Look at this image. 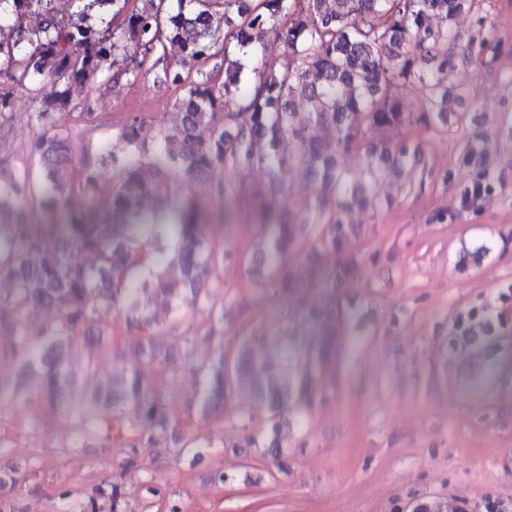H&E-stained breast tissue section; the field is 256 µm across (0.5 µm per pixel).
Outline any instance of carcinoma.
<instances>
[{"instance_id": "obj_1", "label": "carcinoma", "mask_w": 512, "mask_h": 512, "mask_svg": "<svg viewBox=\"0 0 512 512\" xmlns=\"http://www.w3.org/2000/svg\"><path fill=\"white\" fill-rule=\"evenodd\" d=\"M178 8H172V2ZM470 0H0V74L34 94L36 112H15L0 95V145L34 126L25 161L0 155V355L36 378L44 401L55 404L71 383L65 347L78 339L95 344L83 375L95 384V359H114L134 343L140 364L124 366L112 385L131 406L132 420L92 408L73 427L129 448H154L167 432L162 387L144 367L168 363L172 351L199 339L196 312L208 309L204 338L214 351L188 369L202 378L205 408L247 391L241 407L252 417L261 400L273 423L248 444L281 447L275 420L298 397L308 404L335 387L331 367L336 345L335 311L322 304L303 308L300 328L313 332L306 359L294 373L253 347L269 341L254 329L239 342H224V306L203 293L207 270L244 265L279 295L296 289L288 257L305 254L323 288L349 279L347 258L324 272L320 251L346 252L349 205L368 203L366 186L395 170L422 165L391 133L405 124L400 87L420 80L429 101L423 122L442 119L448 85L423 67L449 69L446 46L458 38L452 20ZM275 37L288 46V67L257 70L252 83L230 48L257 47ZM153 85L177 93L180 124L161 126L162 148L145 150L144 120L116 122L115 139L90 144L72 161L67 115L96 128L92 112L77 108L76 85ZM309 104L301 122L291 107ZM336 135L322 139L319 126ZM309 171L314 191L297 208L289 203L288 168ZM265 167L273 186L265 190L241 173ZM211 180L210 200L255 210L271 237L248 256L207 242L203 203L195 183ZM112 180L103 194L101 183ZM59 236L49 249L45 240ZM176 267L181 281L168 276ZM161 306L169 317L141 309ZM120 308L125 333H94L100 312ZM50 311L38 323L30 315Z\"/></svg>"}]
</instances>
